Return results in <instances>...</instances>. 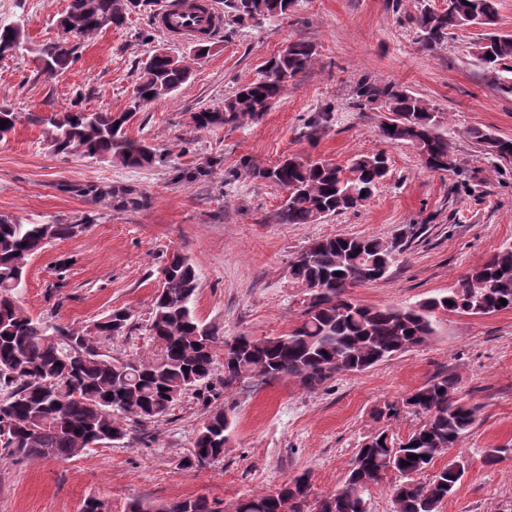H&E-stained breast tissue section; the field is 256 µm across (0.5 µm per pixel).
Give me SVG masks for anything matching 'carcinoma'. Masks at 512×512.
<instances>
[{
  "label": "carcinoma",
  "instance_id": "obj_1",
  "mask_svg": "<svg viewBox=\"0 0 512 512\" xmlns=\"http://www.w3.org/2000/svg\"><path fill=\"white\" fill-rule=\"evenodd\" d=\"M295 0H224V23L260 26L289 14ZM133 0H70L59 27L85 37L108 27H124ZM497 0H451L439 11L429 6L414 17L419 43L431 49L448 34L466 25L494 26ZM21 25L0 20V47L24 49ZM78 47L68 40L42 45L38 58L51 70L66 69ZM211 45L197 41L189 57L151 55L123 112L73 110L27 120L45 127L48 143L57 153H78L140 168L159 159L144 142L127 136L126 128L143 107L171 98L192 74ZM474 56L484 75L504 92L512 91V34L489 32L474 44ZM316 50L293 41L268 59L257 78L239 86L224 106L193 113L198 131L237 127L258 118L281 98L288 83L311 69ZM378 103L395 115L394 130L381 128L391 144L416 149L422 165L432 172L453 168L448 138L439 132L441 113L426 100L394 83L361 84L356 106ZM0 141L20 121L19 113L0 107ZM468 136L485 154L512 159V140L479 128ZM389 173L382 152L360 153L345 165L328 159L290 155L271 168L253 167L252 178L271 182L285 193L275 213L279 224H314L330 215L364 205ZM86 219L70 224H27L0 215V448L11 456L70 459L105 442L127 436L130 425L155 423L175 409L190 391L212 387V371L221 348H237V363L224 372L226 387L252 376L266 383L297 379L315 388L338 372L364 371L422 345L436 335L439 315H487L512 310V244L491 254L445 294L404 307H371L350 298V289L382 279L396 257L405 251L400 240L365 237H324L308 245V259L294 257L289 275L304 289L306 299L297 324L283 336L261 338L242 333L231 340L220 329L202 322L193 308L199 276L189 259L169 255L161 268L159 287L150 312L149 336L157 352L149 357L121 358L101 346V340L130 329L131 315L112 311L89 325L62 326L34 317L21 303V288L31 258L53 241L71 239L86 229ZM506 300L501 304L500 300ZM402 406L423 417L406 439L383 430L361 443L344 487L310 504L309 479L302 475L278 489L248 495L235 512H367L371 487L389 473L400 476L394 485L396 512H439L465 474L456 460L426 482L415 476L468 434L478 419V406L457 395L454 377L438 374L402 400ZM229 420L212 410L198 429L191 462L206 466L224 458ZM127 512H224L206 497L146 507L136 502Z\"/></svg>",
  "mask_w": 512,
  "mask_h": 512
}]
</instances>
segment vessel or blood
Returning <instances> with one entry per match:
<instances>
[{"label": "vessel or blood", "mask_w": 512, "mask_h": 512, "mask_svg": "<svg viewBox=\"0 0 512 512\" xmlns=\"http://www.w3.org/2000/svg\"><path fill=\"white\" fill-rule=\"evenodd\" d=\"M154 21L163 34L180 41L216 36L223 25L215 0H165Z\"/></svg>", "instance_id": "b4317fda"}]
</instances>
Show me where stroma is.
Returning a JSON list of instances; mask_svg holds the SVG:
<instances>
[{"mask_svg": "<svg viewBox=\"0 0 512 512\" xmlns=\"http://www.w3.org/2000/svg\"><path fill=\"white\" fill-rule=\"evenodd\" d=\"M69 2L0 0V17L21 20L27 45L24 54L0 58V105L23 116L62 112L76 102L119 112L154 51L190 50L157 29L160 0H149L123 29L86 37L66 70L44 75L38 51L58 38L57 20ZM426 3L440 10L448 0H296L288 18L225 28L187 85L130 122L128 136L163 156L147 167L54 152L42 126L17 123L0 141V214L26 223L89 219L82 234L48 244L30 261L24 306L64 326L127 310L131 332L105 347L132 358L155 350L146 326L161 267L174 251L199 275L197 316L230 339L243 332L282 336L293 327L304 293L288 267L312 239L406 241L389 277L352 290L358 303L374 307L446 292L512 243V162L484 154L466 135L479 127L512 139V93L498 91L472 53L482 29L457 30L430 50L418 44L411 18ZM298 40L315 46L318 61L268 112L238 127L194 130L192 113L222 107L268 58ZM363 79L400 85L441 112L455 169L428 171L413 147L387 143L382 109L354 105ZM326 109L329 123L317 140H307L304 118ZM377 151L391 163L374 196L316 224L275 223L284 192L247 171L290 154L342 164ZM441 373L454 376L459 396L480 411L472 431L435 462L468 464L440 512H512V455L493 466L483 462L486 449L512 446V310L444 315L427 343L361 372L335 373L313 389L295 380L256 382L220 390L208 405L187 393L160 422L68 460L0 453V512H80L92 496L110 512H125L134 501L197 496L235 512L244 496L301 474L316 500L343 487L357 448L374 432L404 439L419 427L418 415L386 418L382 410ZM214 407L230 417L229 443L221 461L199 468L189 463L191 448Z\"/></svg>", "mask_w": 512, "mask_h": 512, "instance_id": "35a3bbf8", "label": "stroma"}]
</instances>
